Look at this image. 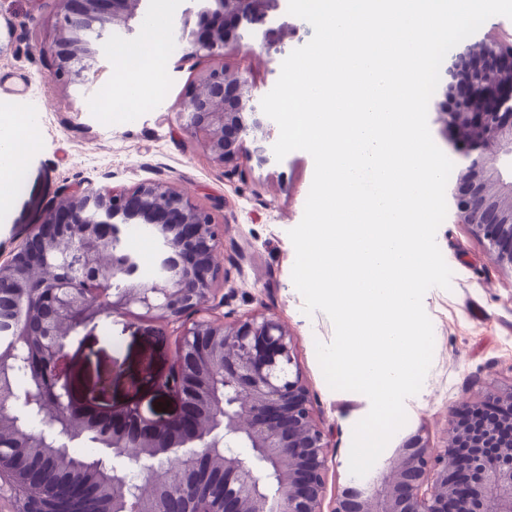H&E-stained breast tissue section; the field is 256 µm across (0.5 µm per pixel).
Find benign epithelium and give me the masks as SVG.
<instances>
[{"label":"benign epithelium","instance_id":"7a95c632","mask_svg":"<svg viewBox=\"0 0 512 512\" xmlns=\"http://www.w3.org/2000/svg\"><path fill=\"white\" fill-rule=\"evenodd\" d=\"M49 41L40 44L53 60L51 79L84 85L101 71L99 47L118 26L133 33L143 23V0H57ZM185 12L183 37L190 54L224 55L242 46L241 29L263 24L280 0H194ZM205 17L209 26L191 23ZM293 26L263 31L260 51H281ZM493 58V67L471 71L458 86L462 62ZM447 100L435 104L445 130L468 165L454 193L457 223L487 241L498 262L512 269V44L493 34L465 45L447 69ZM173 110L183 130L199 140L213 162L236 167L244 156L269 160L263 142L271 135L251 81L222 66L201 71ZM68 205L53 210L12 259L0 264V303L24 287L18 272L48 262L50 249L78 232L84 276L60 270L39 287L36 313L16 334L49 338L26 358L31 387L26 402L47 415L35 439L53 434L75 415L105 430L112 472L95 465L80 484L62 481L54 512L73 503L104 477L112 501L102 512H324L327 448L331 434L314 417L308 389L294 355L293 339L273 316L241 317L230 324L200 316L221 271L214 263L220 244L215 214L186 191L161 181L110 189L80 182L65 187ZM129 224L157 229L155 272L146 274L122 248ZM138 281L139 292L112 290L110 282ZM139 321L183 326L171 372L155 386L177 394L181 406L170 421L142 425L130 407L118 413L89 409L77 398L67 348L80 328L102 312ZM13 348L0 347V417L15 416L19 399L6 388ZM486 406L499 420L475 435L457 422L463 412ZM471 448L464 466L456 449ZM41 466L19 455L0 463V499L13 494L16 512H46L36 500ZM329 512H512V386L490 390L451 412L448 444L433 448L423 432L405 438L364 486H345Z\"/></svg>","mask_w":512,"mask_h":512}]
</instances>
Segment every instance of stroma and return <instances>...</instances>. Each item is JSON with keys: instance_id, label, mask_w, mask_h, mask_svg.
I'll list each match as a JSON object with an SVG mask.
<instances>
[{"instance_id": "stroma-1", "label": "stroma", "mask_w": 512, "mask_h": 512, "mask_svg": "<svg viewBox=\"0 0 512 512\" xmlns=\"http://www.w3.org/2000/svg\"><path fill=\"white\" fill-rule=\"evenodd\" d=\"M191 0H146L147 17H162L174 31L156 73L146 76L132 109L110 112L103 100L117 87L118 53L140 46L144 33L114 29L102 54L103 70L83 86L65 87L50 78L52 58L38 45L57 10L55 0H0V113L33 115L36 143L23 161L19 184L0 205V263L8 261L29 231L43 223L64 185L84 181L127 188L163 181L189 191L224 225L217 252L225 281L207 305L208 317L233 322L262 312L277 317L293 338L295 353L317 419L334 435L328 451L326 496L347 484L354 425L370 409L360 393L334 391L316 356V342H331L334 327L320 311L305 314L291 283L295 250L288 236L301 221L314 162L304 151L264 167L240 161L227 172L200 141L179 128L171 110L193 85L201 68L227 66L242 72L258 96L275 85L284 56L309 42L305 20L288 16L296 32L280 54L256 52L260 29L246 28L243 49L224 56L189 57L180 32ZM437 245L453 272L450 289H429L423 306L434 331L431 367L418 394L405 401L407 422L398 435L423 431L432 446L448 437V416L462 402L512 385V270L497 263L486 241L447 214ZM176 324L100 317L81 328L69 349V374L86 398L112 390L114 408H136L149 421H164L180 408L177 396L154 386L152 375L171 370Z\"/></svg>"}]
</instances>
